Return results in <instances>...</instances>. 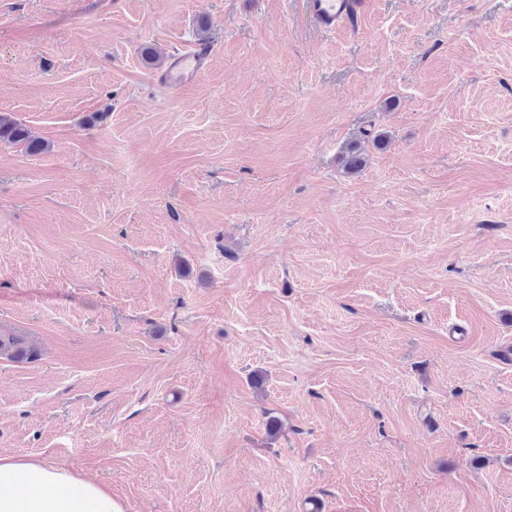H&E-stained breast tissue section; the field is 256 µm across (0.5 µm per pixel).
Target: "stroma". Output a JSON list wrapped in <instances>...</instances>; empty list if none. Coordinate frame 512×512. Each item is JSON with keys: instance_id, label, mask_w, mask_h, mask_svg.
<instances>
[{"instance_id": "stroma-1", "label": "stroma", "mask_w": 512, "mask_h": 512, "mask_svg": "<svg viewBox=\"0 0 512 512\" xmlns=\"http://www.w3.org/2000/svg\"><path fill=\"white\" fill-rule=\"evenodd\" d=\"M0 113L49 145L0 142L1 455L124 512H512V0H0ZM300 3L310 22L324 29H335L359 6L357 0H300ZM212 52V45L198 44L177 55L164 76V82L171 86H182L195 80L203 70Z\"/></svg>"}]
</instances>
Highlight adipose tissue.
<instances>
[{
	"label": "adipose tissue",
	"mask_w": 512,
	"mask_h": 512,
	"mask_svg": "<svg viewBox=\"0 0 512 512\" xmlns=\"http://www.w3.org/2000/svg\"><path fill=\"white\" fill-rule=\"evenodd\" d=\"M36 476L38 486L19 481ZM0 512H123L111 493L97 483L27 454L0 455Z\"/></svg>",
	"instance_id": "1"
}]
</instances>
